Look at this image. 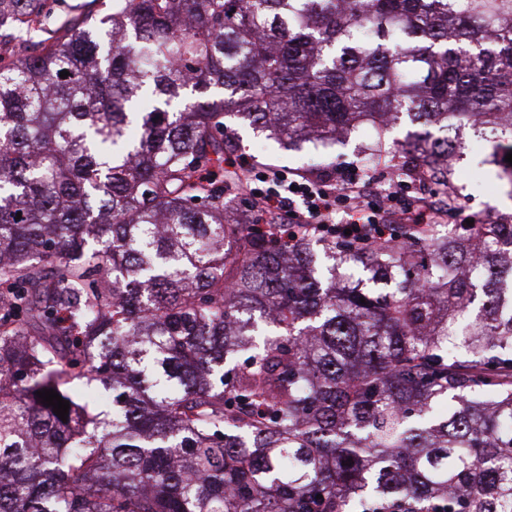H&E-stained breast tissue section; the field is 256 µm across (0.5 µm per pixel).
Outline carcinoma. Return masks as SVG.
Returning a JSON list of instances; mask_svg holds the SVG:
<instances>
[{"instance_id":"1","label":"carcinoma","mask_w":512,"mask_h":512,"mask_svg":"<svg viewBox=\"0 0 512 512\" xmlns=\"http://www.w3.org/2000/svg\"><path fill=\"white\" fill-rule=\"evenodd\" d=\"M44 3L0 0V512H512V224L363 246L202 175L227 116L403 120L457 196L462 121L512 152V0ZM79 4V10L72 11V5ZM48 19L47 27L55 28L57 22L64 18L67 14H75L78 17L81 13H86L92 10L102 16L112 10V0H48L47 7Z\"/></svg>"}]
</instances>
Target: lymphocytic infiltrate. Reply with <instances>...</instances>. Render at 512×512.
I'll return each mask as SVG.
<instances>
[{
	"label": "lymphocytic infiltrate",
	"instance_id": "lymphocytic-infiltrate-1",
	"mask_svg": "<svg viewBox=\"0 0 512 512\" xmlns=\"http://www.w3.org/2000/svg\"><path fill=\"white\" fill-rule=\"evenodd\" d=\"M266 188H255L251 196L258 209L274 217H287L292 224H309L319 231H332L336 236H350L370 241L384 236L391 224L416 226L434 224L442 215L451 214V207L433 209L413 206L399 197H389L387 205L369 206L368 185H358L343 178L301 176L287 179L279 173L266 175ZM345 211V221H337L338 211Z\"/></svg>",
	"mask_w": 512,
	"mask_h": 512
}]
</instances>
